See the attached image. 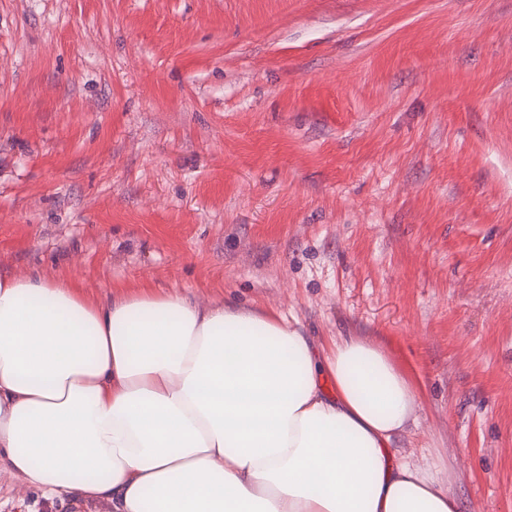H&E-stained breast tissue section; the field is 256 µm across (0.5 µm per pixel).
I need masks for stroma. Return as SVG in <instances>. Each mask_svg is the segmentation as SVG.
<instances>
[{"mask_svg": "<svg viewBox=\"0 0 512 512\" xmlns=\"http://www.w3.org/2000/svg\"><path fill=\"white\" fill-rule=\"evenodd\" d=\"M360 336L397 459L512 512V0H0V276ZM0 512H111L0 471Z\"/></svg>", "mask_w": 512, "mask_h": 512, "instance_id": "1", "label": "stroma"}]
</instances>
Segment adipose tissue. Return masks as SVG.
Segmentation results:
<instances>
[{
  "label": "adipose tissue",
  "mask_w": 512,
  "mask_h": 512,
  "mask_svg": "<svg viewBox=\"0 0 512 512\" xmlns=\"http://www.w3.org/2000/svg\"><path fill=\"white\" fill-rule=\"evenodd\" d=\"M418 390L379 345L149 288L0 278V466L112 512H461L396 459Z\"/></svg>",
  "instance_id": "1"
}]
</instances>
